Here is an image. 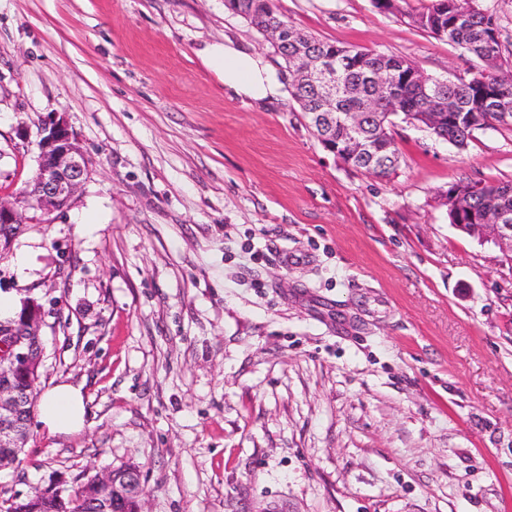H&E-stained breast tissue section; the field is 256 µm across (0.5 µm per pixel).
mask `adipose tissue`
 <instances>
[{"label": "adipose tissue", "instance_id": "ef3b65f1", "mask_svg": "<svg viewBox=\"0 0 512 512\" xmlns=\"http://www.w3.org/2000/svg\"><path fill=\"white\" fill-rule=\"evenodd\" d=\"M206 59L222 76L225 86L236 94L266 100L281 93L282 85L276 71L262 59L233 45L209 48ZM38 410L43 426L51 433H76L86 425L82 393L69 384H58L42 393Z\"/></svg>", "mask_w": 512, "mask_h": 512}]
</instances>
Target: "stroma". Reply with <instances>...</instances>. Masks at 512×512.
I'll return each mask as SVG.
<instances>
[{"instance_id":"obj_1","label":"stroma","mask_w":512,"mask_h":512,"mask_svg":"<svg viewBox=\"0 0 512 512\" xmlns=\"http://www.w3.org/2000/svg\"><path fill=\"white\" fill-rule=\"evenodd\" d=\"M428 3L277 0L445 79L469 61L409 21ZM224 43L273 59L224 0H0V197L51 112L92 169L0 259L45 309L41 390L87 409L72 435L32 418L0 507L134 464L145 512H512V267L437 202L512 180V132L461 153L399 121L397 171H354L290 93L226 88L202 55Z\"/></svg>"}]
</instances>
